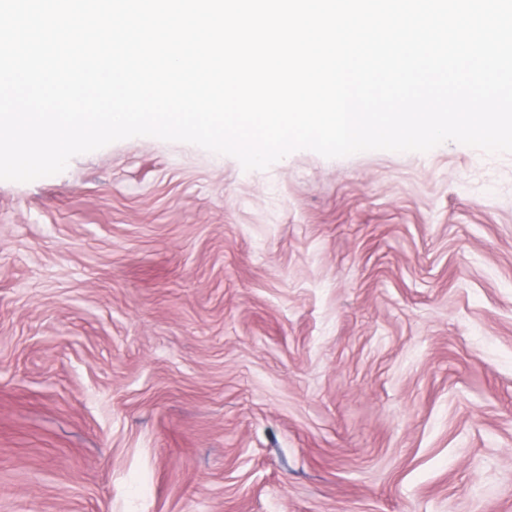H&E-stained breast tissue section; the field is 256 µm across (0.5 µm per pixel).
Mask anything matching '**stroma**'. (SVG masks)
Instances as JSON below:
<instances>
[{"mask_svg": "<svg viewBox=\"0 0 512 512\" xmlns=\"http://www.w3.org/2000/svg\"><path fill=\"white\" fill-rule=\"evenodd\" d=\"M0 512H512V154L0 180Z\"/></svg>", "mask_w": 512, "mask_h": 512, "instance_id": "obj_1", "label": "stroma"}]
</instances>
